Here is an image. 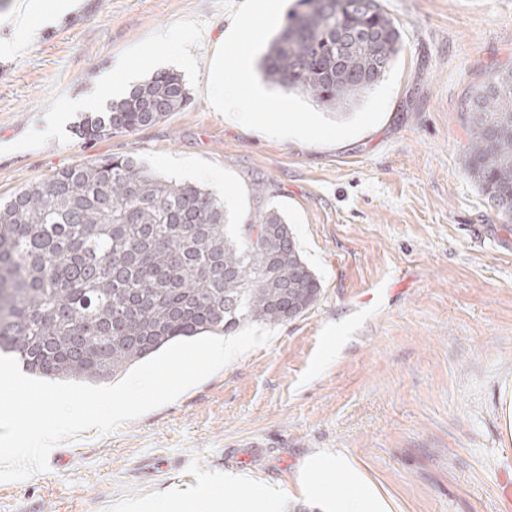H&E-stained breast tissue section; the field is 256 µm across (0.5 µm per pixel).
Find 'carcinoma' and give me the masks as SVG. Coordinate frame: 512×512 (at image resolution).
I'll return each instance as SVG.
<instances>
[{"mask_svg": "<svg viewBox=\"0 0 512 512\" xmlns=\"http://www.w3.org/2000/svg\"><path fill=\"white\" fill-rule=\"evenodd\" d=\"M401 44L378 0H297L258 69L343 110L384 79ZM190 100L180 75L160 71L86 118L81 134L151 126ZM465 109L463 166L511 219L512 70L491 67ZM320 289L278 208L231 224L203 185L133 155L67 166L0 199V355L39 377L108 381L182 338L287 323Z\"/></svg>", "mask_w": 512, "mask_h": 512, "instance_id": "obj_1", "label": "carcinoma"}]
</instances>
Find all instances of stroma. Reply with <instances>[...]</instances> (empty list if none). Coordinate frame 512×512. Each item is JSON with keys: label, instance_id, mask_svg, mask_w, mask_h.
<instances>
[{"label": "stroma", "instance_id": "35a3bbf8", "mask_svg": "<svg viewBox=\"0 0 512 512\" xmlns=\"http://www.w3.org/2000/svg\"><path fill=\"white\" fill-rule=\"evenodd\" d=\"M400 28V75L382 120L329 146L278 140L206 99L232 23L218 0H78L20 54L0 51V196L55 170L133 154L203 184L232 223L285 213L321 283L269 342L110 435L55 447L49 470L0 482V512H113L239 472L282 490V512H328L300 470L342 455L391 512H512V219L465 171L467 97L512 67V0H379ZM191 47L194 68L181 63ZM171 70L191 102L98 141L69 104ZM191 170L179 168L180 160ZM265 196H255V183Z\"/></svg>", "mask_w": 512, "mask_h": 512}]
</instances>
